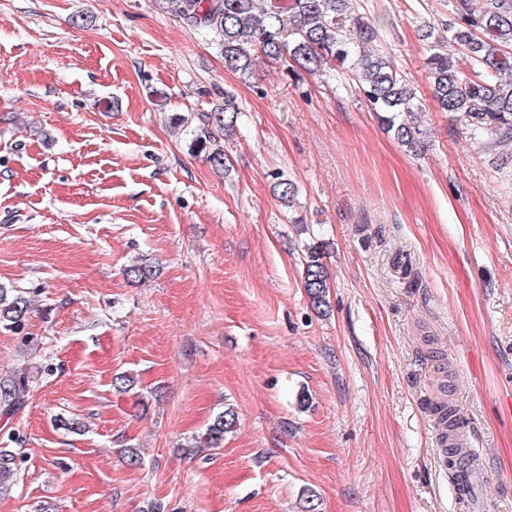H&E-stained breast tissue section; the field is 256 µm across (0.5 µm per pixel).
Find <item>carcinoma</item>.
<instances>
[{"label":"carcinoma","instance_id":"carcinoma-1","mask_svg":"<svg viewBox=\"0 0 512 512\" xmlns=\"http://www.w3.org/2000/svg\"><path fill=\"white\" fill-rule=\"evenodd\" d=\"M157 6L178 16L188 26L213 35L224 54L225 67L243 77L254 75L258 60L296 66L323 77L343 89L353 82L360 97L375 112L385 129L409 153L427 147L426 133L417 120L419 98L415 88L377 49L380 30L353 0H156ZM449 17L442 24L448 37L423 25L429 41L426 76L434 100L446 112H465L478 132L490 131L499 142L512 137V0H448ZM459 47L462 59L446 50L445 41ZM241 109L234 97L224 94V106L203 114L200 147L215 134H232ZM207 159L216 170L229 171L231 162L222 148ZM274 193L282 206L296 203L294 182L279 174ZM125 275L134 281L150 279L153 266L141 261L128 266ZM302 278L312 308L328 312L329 274L319 246L307 249ZM31 303L22 294L0 288V328L21 330ZM25 377L0 378V416L12 417L23 404ZM235 424L227 409L218 414L193 448H221L224 434ZM16 454L0 450V489L8 491L17 474Z\"/></svg>","mask_w":512,"mask_h":512}]
</instances>
